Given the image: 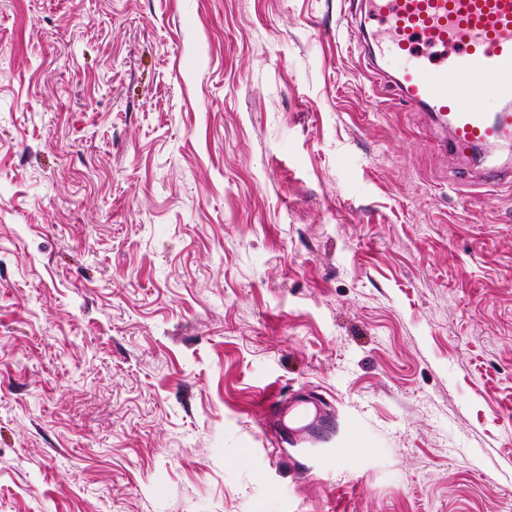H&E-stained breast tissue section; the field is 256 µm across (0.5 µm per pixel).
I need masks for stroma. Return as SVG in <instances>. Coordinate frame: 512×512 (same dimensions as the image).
<instances>
[{
  "instance_id": "stroma-1",
  "label": "stroma",
  "mask_w": 512,
  "mask_h": 512,
  "mask_svg": "<svg viewBox=\"0 0 512 512\" xmlns=\"http://www.w3.org/2000/svg\"><path fill=\"white\" fill-rule=\"evenodd\" d=\"M360 8L0 0V512H512V191ZM294 399L285 402L274 390L259 392L252 403V411L261 415L268 426L278 425L284 415L293 407Z\"/></svg>"
}]
</instances>
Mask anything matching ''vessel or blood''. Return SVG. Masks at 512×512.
Returning <instances> with one entry per match:
<instances>
[{
    "mask_svg": "<svg viewBox=\"0 0 512 512\" xmlns=\"http://www.w3.org/2000/svg\"><path fill=\"white\" fill-rule=\"evenodd\" d=\"M365 18L388 35L399 58L394 83L408 106L446 127L451 149L467 155L512 136V0H366ZM489 101L486 109L474 99ZM254 412L278 425L290 403L259 392Z\"/></svg>",
    "mask_w": 512,
    "mask_h": 512,
    "instance_id": "1",
    "label": "vessel or blood"
}]
</instances>
